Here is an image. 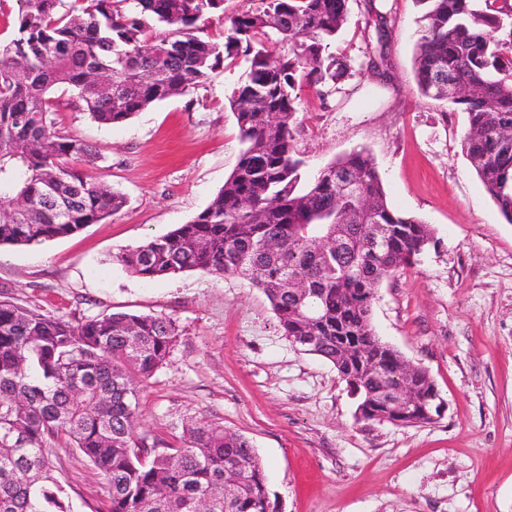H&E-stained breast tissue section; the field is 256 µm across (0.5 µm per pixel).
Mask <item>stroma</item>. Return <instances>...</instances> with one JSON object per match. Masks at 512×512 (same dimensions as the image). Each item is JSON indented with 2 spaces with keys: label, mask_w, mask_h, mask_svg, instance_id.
<instances>
[{
  "label": "stroma",
  "mask_w": 512,
  "mask_h": 512,
  "mask_svg": "<svg viewBox=\"0 0 512 512\" xmlns=\"http://www.w3.org/2000/svg\"><path fill=\"white\" fill-rule=\"evenodd\" d=\"M361 0H350L334 49L351 74L319 95L298 84L300 187L327 163L368 152L389 205L430 225L435 245L378 288L380 339L425 368L448 408L417 426L363 422L334 366L283 335L248 280L189 271L143 280L114 255L191 221L235 168L242 144L227 98L244 59L195 89L116 125L52 100L61 131L94 156L82 170L121 191L126 206L79 233L36 247L0 246V297L78 320L162 315L181 336L140 387L136 433L181 443L203 418L247 437L281 512H512V223L485 191L461 141L465 113L421 96L413 74L417 0H388L395 20L391 80L366 69ZM73 512H96L106 482L79 453L61 454Z\"/></svg>",
  "instance_id": "stroma-1"
}]
</instances>
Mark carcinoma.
Instances as JSON below:
<instances>
[{"label":"carcinoma","mask_w":512,"mask_h":512,"mask_svg":"<svg viewBox=\"0 0 512 512\" xmlns=\"http://www.w3.org/2000/svg\"><path fill=\"white\" fill-rule=\"evenodd\" d=\"M18 34L0 46V245L33 246L74 235L127 203L77 168L84 140L58 129L51 93L74 91L101 124L125 122L185 94L225 61L245 57L229 98L243 145L209 205L187 224L116 256L144 278L186 271L238 275L266 295L283 335L331 362L379 422L402 382L427 422L441 398L427 370L375 333L378 286L412 266L431 228L394 211L372 157L353 151L297 190L303 160L292 127L299 80L332 88L350 71L332 51L349 0H261L215 42L203 24L224 0H20ZM413 72L419 93L468 116L462 151L512 223V0H422ZM367 69L386 81L395 21L386 0H363ZM164 27L168 33L151 35ZM508 33V39L500 38ZM280 44L278 64L269 45ZM509 52H503L504 45ZM105 72L109 85L90 82ZM342 172L357 175L345 188ZM386 245L373 251L374 235ZM180 336L174 320L113 312L75 323L0 300V512H72L51 449H72L107 482L106 512H275L251 442L204 419L182 425L178 448L134 431L136 380L163 366ZM313 336L316 343H307Z\"/></svg>","instance_id":"obj_1"}]
</instances>
